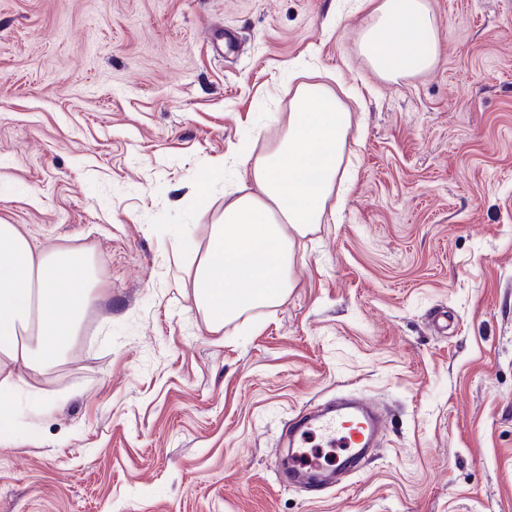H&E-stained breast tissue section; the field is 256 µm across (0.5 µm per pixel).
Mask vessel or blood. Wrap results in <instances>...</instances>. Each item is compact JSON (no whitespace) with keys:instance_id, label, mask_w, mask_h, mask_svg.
<instances>
[{"instance_id":"obj_1","label":"vessel or blood","mask_w":512,"mask_h":512,"mask_svg":"<svg viewBox=\"0 0 512 512\" xmlns=\"http://www.w3.org/2000/svg\"><path fill=\"white\" fill-rule=\"evenodd\" d=\"M383 430L384 421L373 404L347 396L340 398L336 406L298 416L288 428V445L337 449L328 473L333 484L340 485L361 470Z\"/></svg>"}]
</instances>
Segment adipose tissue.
Masks as SVG:
<instances>
[{"label": "adipose tissue", "instance_id": "adipose-tissue-1", "mask_svg": "<svg viewBox=\"0 0 512 512\" xmlns=\"http://www.w3.org/2000/svg\"><path fill=\"white\" fill-rule=\"evenodd\" d=\"M367 11L358 48L368 67L396 82L431 70L439 35L427 0H353ZM360 120L325 84L297 87L278 142L237 165L255 189L224 194V212L194 273L195 309L213 329L256 307L284 299L293 288L296 238L324 220L329 201L343 203L341 166ZM100 282L90 256L57 249L34 253L16 225L0 223V444L18 417L26 377L69 351Z\"/></svg>", "mask_w": 512, "mask_h": 512}]
</instances>
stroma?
Masks as SVG:
<instances>
[{"mask_svg":"<svg viewBox=\"0 0 512 512\" xmlns=\"http://www.w3.org/2000/svg\"><path fill=\"white\" fill-rule=\"evenodd\" d=\"M342 0H0V221L101 281L51 415L0 445V512H512V0H428L439 59L380 79ZM232 34L214 52L212 32ZM364 111L342 211L279 303L213 332L189 275L299 84ZM354 393L386 429L344 488L283 477Z\"/></svg>","mask_w":512,"mask_h":512,"instance_id":"obj_1","label":"stroma"}]
</instances>
